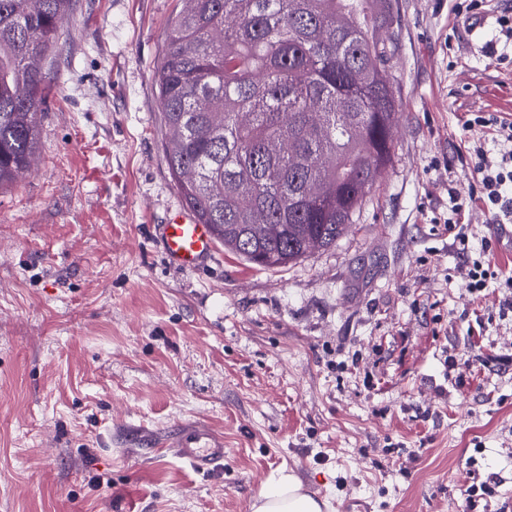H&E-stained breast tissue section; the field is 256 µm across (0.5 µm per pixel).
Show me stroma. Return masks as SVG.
Returning a JSON list of instances; mask_svg holds the SVG:
<instances>
[{
	"label": "stroma",
	"mask_w": 512,
	"mask_h": 512,
	"mask_svg": "<svg viewBox=\"0 0 512 512\" xmlns=\"http://www.w3.org/2000/svg\"><path fill=\"white\" fill-rule=\"evenodd\" d=\"M456 3L398 0L381 34L394 154L336 245L186 270L154 230L189 213L155 84L181 0H73L34 160L0 188V512H250L280 469L330 512H512L507 291L472 294L438 230L494 146L462 124L512 119V58L485 53L506 0L477 35ZM199 423L224 439L207 472L161 445Z\"/></svg>",
	"instance_id": "35a3bbf8"
}]
</instances>
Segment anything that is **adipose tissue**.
I'll return each instance as SVG.
<instances>
[{"label":"adipose tissue","instance_id":"1","mask_svg":"<svg viewBox=\"0 0 512 512\" xmlns=\"http://www.w3.org/2000/svg\"><path fill=\"white\" fill-rule=\"evenodd\" d=\"M327 501L308 493L302 481L284 470L272 474L252 503V512H328Z\"/></svg>","mask_w":512,"mask_h":512}]
</instances>
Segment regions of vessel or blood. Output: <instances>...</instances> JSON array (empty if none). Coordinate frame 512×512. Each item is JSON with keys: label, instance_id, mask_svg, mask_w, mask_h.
Wrapping results in <instances>:
<instances>
[{"label": "vessel or blood", "instance_id": "obj_1", "mask_svg": "<svg viewBox=\"0 0 512 512\" xmlns=\"http://www.w3.org/2000/svg\"><path fill=\"white\" fill-rule=\"evenodd\" d=\"M159 240L166 256L179 266L191 269L210 256L214 238L208 225L179 215L160 225ZM176 455L195 470L205 471L224 459V442L205 427L191 425L180 428L167 439Z\"/></svg>", "mask_w": 512, "mask_h": 512}]
</instances>
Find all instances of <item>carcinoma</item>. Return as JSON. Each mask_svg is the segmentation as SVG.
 I'll use <instances>...</instances> for the list:
<instances>
[{
    "instance_id": "1",
    "label": "carcinoma",
    "mask_w": 512,
    "mask_h": 512,
    "mask_svg": "<svg viewBox=\"0 0 512 512\" xmlns=\"http://www.w3.org/2000/svg\"><path fill=\"white\" fill-rule=\"evenodd\" d=\"M155 74L165 158L196 221L284 267L339 240L392 162L395 0H182ZM71 0H0V187L31 163L42 61Z\"/></svg>"
}]
</instances>
